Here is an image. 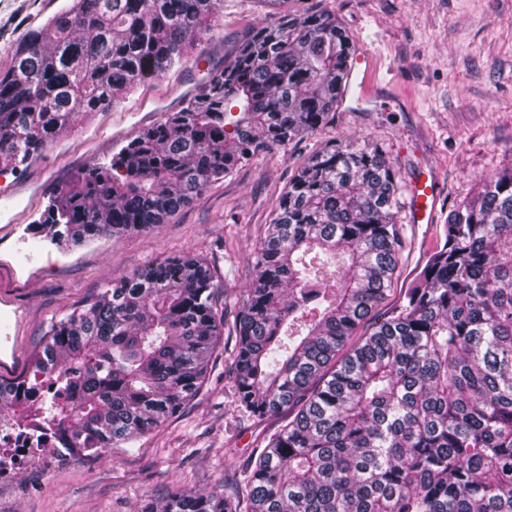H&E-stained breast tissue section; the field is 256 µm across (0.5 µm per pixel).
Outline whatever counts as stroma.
<instances>
[{
	"label": "stroma",
	"mask_w": 512,
	"mask_h": 512,
	"mask_svg": "<svg viewBox=\"0 0 512 512\" xmlns=\"http://www.w3.org/2000/svg\"><path fill=\"white\" fill-rule=\"evenodd\" d=\"M68 0H0V72L30 29ZM327 9L371 57L387 102L378 112L337 111L320 131L258 155L206 186L166 224L147 233L104 237L61 251L37 223L57 190L92 164H108L143 130L163 121L172 101L198 94L230 67L240 43L271 22L259 0H224L218 21L191 58L75 124L43 153L0 172V379L32 376L51 325L82 309L122 276L170 257L197 256L213 271L224 334L196 396L162 426L94 458L65 453L51 473L20 470L0 486V512H139L175 485L226 491L244 477L282 416L253 417L237 399L232 374L235 319L254 277V248L298 169L332 140L383 144L402 186L420 165L440 178L434 223L412 224L399 210L403 250L383 304L395 307L439 243L448 213L482 179L512 164V0H287L280 16ZM240 468H224L225 455Z\"/></svg>",
	"instance_id": "obj_1"
}]
</instances>
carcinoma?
Here are the masks:
<instances>
[{"mask_svg": "<svg viewBox=\"0 0 512 512\" xmlns=\"http://www.w3.org/2000/svg\"><path fill=\"white\" fill-rule=\"evenodd\" d=\"M222 6L71 0L0 73V168L187 61ZM353 56L327 10L254 28L232 66L79 173L39 227L67 249L159 227L256 153L327 126ZM400 194L384 148L353 138L288 183L255 247L233 354L240 406L286 421L233 493L178 486L140 512H512V167L449 212L417 283L378 321ZM213 288L190 256L121 277L50 327L45 381H0V426L36 420L84 456L153 432L203 384L224 329Z\"/></svg>", "mask_w": 512, "mask_h": 512, "instance_id": "cac0c4a2", "label": "carcinoma"}]
</instances>
